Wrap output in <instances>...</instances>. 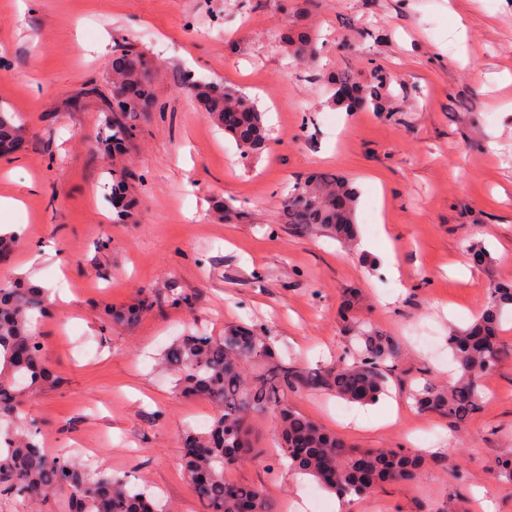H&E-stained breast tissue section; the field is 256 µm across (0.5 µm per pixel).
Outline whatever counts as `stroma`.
Returning a JSON list of instances; mask_svg holds the SVG:
<instances>
[{"label":"stroma","instance_id":"1","mask_svg":"<svg viewBox=\"0 0 512 512\" xmlns=\"http://www.w3.org/2000/svg\"><path fill=\"white\" fill-rule=\"evenodd\" d=\"M293 30L316 34L312 61L284 52ZM120 40L154 61L162 105L138 116L125 148L145 179L122 222L112 160L96 148ZM376 66L391 77L387 111L336 106L332 80L364 83ZM187 75L254 98L269 149L243 157L181 88ZM0 111L16 113L25 138L0 157V197L23 204L4 218L23 232L0 258V282L63 277L73 295L40 323L52 378L24 402L45 448L129 478L167 512H206L181 434L215 406L181 393L164 348L246 324L289 361L324 370L349 346L340 305L354 292L355 318L404 350L387 393L356 407L353 424L335 396L303 390L289 402L359 448L417 450L427 431L433 449L417 483L345 501L325 492L328 512H438L449 497L458 512H512V480L496 471L512 453V357L482 379L481 410L464 426L418 412L410 394L422 379L447 383L449 328L512 281V0H0ZM319 170L357 188L359 247L281 224L296 180ZM37 242L51 249L38 260ZM475 242L486 265L469 260ZM390 257L396 288L383 285ZM173 287L192 305L171 304ZM144 298L154 308L113 323L112 310ZM413 325L431 329V344L409 336ZM393 407L397 421L381 424ZM250 426L261 453L231 480L262 487L277 512H305L311 482L275 453L274 413Z\"/></svg>","mask_w":512,"mask_h":512}]
</instances>
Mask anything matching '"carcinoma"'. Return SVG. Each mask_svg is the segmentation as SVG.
Returning a JSON list of instances; mask_svg holds the SVG:
<instances>
[{
	"mask_svg": "<svg viewBox=\"0 0 512 512\" xmlns=\"http://www.w3.org/2000/svg\"><path fill=\"white\" fill-rule=\"evenodd\" d=\"M288 54L299 60L312 55V37L301 31L284 36ZM111 115L101 138L103 150L112 154L137 136L136 118L152 112L157 100L152 87V65L144 55L124 43L116 45ZM181 85L205 119L224 128L243 154L269 146L263 114L255 102L238 90L187 76ZM388 78L376 67L373 80L336 83V104L352 109L357 102L386 111ZM21 126L9 112H0V153L23 146ZM138 178L127 166L112 169L110 197L118 219L132 206L131 182ZM358 196L349 179L330 172L298 179L285 201L283 223L297 235L322 232L353 245L357 238ZM44 289L19 282L0 284V416L19 418L26 392L48 382L34 321L52 310ZM512 312V284L490 289L488 301L465 328L448 335V351L456 379L446 386L430 380L412 390L416 408L465 425L481 408L482 378L512 350L499 341L504 310ZM401 356L397 341L368 326L351 337L349 355L325 371L288 362L272 346L270 337L245 325L224 329L222 336L196 330L179 337L162 356L177 372L178 385L193 396L211 401L216 415L204 432L183 434L182 464L195 494L208 512H275L262 490L252 484L230 481L225 471L259 450L254 448L249 419L273 411L277 419L281 457L288 467L312 477L338 497H365L390 482L413 483L423 472L425 455L405 448L362 449L347 443L288 402V393L318 390L360 405L376 403L385 392L388 364ZM63 490L69 494L71 512H163L162 505L129 480L105 473L94 474L72 457L52 455L36 440V433L9 424L0 437V496L22 497L30 503Z\"/></svg>",
	"mask_w": 512,
	"mask_h": 512,
	"instance_id": "carcinoma-1",
	"label": "carcinoma"
}]
</instances>
